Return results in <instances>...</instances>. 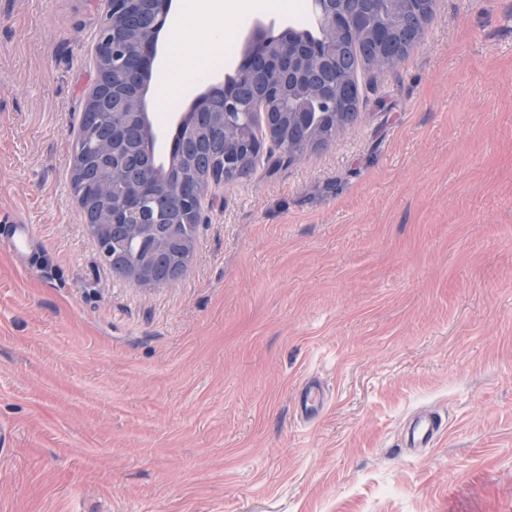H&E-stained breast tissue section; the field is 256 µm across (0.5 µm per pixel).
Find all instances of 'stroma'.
<instances>
[{
    "mask_svg": "<svg viewBox=\"0 0 512 512\" xmlns=\"http://www.w3.org/2000/svg\"><path fill=\"white\" fill-rule=\"evenodd\" d=\"M103 13L0 0V217L37 255L0 242V512H512V0H436L352 126L209 190L160 288L71 190ZM426 409L445 440L403 448ZM9 223L2 226L3 238L15 255L17 262L22 266H27L32 245L30 224L22 218H15ZM323 404V392L314 379H307L304 384L297 390L296 411L298 415L309 421L311 417L319 413Z\"/></svg>",
    "mask_w": 512,
    "mask_h": 512,
    "instance_id": "1",
    "label": "stroma"
}]
</instances>
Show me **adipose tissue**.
Returning a JSON list of instances; mask_svg holds the SVG:
<instances>
[{"label": "adipose tissue", "mask_w": 512, "mask_h": 512, "mask_svg": "<svg viewBox=\"0 0 512 512\" xmlns=\"http://www.w3.org/2000/svg\"><path fill=\"white\" fill-rule=\"evenodd\" d=\"M284 9V0H194L193 8L172 21L170 54L161 67L168 86L190 92L192 84L183 79V69L202 66L208 57L221 52L235 28L255 13Z\"/></svg>", "instance_id": "ef3b65f1"}]
</instances>
